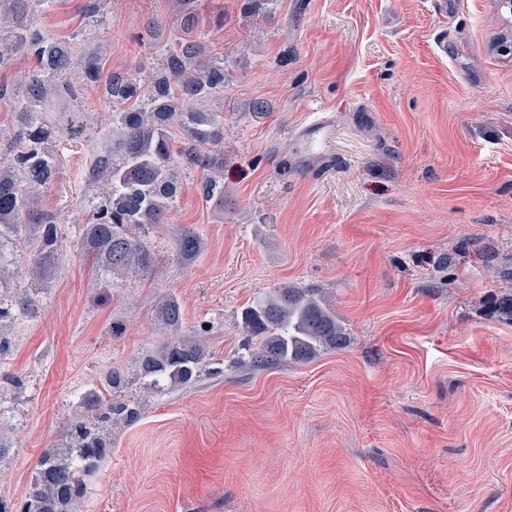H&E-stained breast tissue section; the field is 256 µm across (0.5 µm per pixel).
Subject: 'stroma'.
I'll use <instances>...</instances> for the list:
<instances>
[{"label":"stroma","mask_w":512,"mask_h":512,"mask_svg":"<svg viewBox=\"0 0 512 512\" xmlns=\"http://www.w3.org/2000/svg\"><path fill=\"white\" fill-rule=\"evenodd\" d=\"M80 2L55 0L39 24L83 32L104 72L158 66L179 0H108L91 27ZM193 7L224 54V203L182 172L165 223L146 232L153 271L105 287L80 245L89 147L57 141L40 206L63 222L61 257L48 278L14 281L35 312L8 327L0 364L13 444L0 495L24 497L79 398L115 369L141 411L113 426L81 512H512V318L497 310L512 294V56L494 49L512 17L495 0L443 13L429 0ZM318 111L333 128L324 170L296 138ZM185 228L201 239L190 260ZM283 285L323 289L345 343L241 367L244 308ZM167 295L183 309L176 332ZM195 336L201 379L147 388L141 357Z\"/></svg>","instance_id":"35a3bbf8"}]
</instances>
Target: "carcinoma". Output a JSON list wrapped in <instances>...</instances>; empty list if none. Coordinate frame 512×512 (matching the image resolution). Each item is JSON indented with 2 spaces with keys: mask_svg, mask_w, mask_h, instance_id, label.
Here are the masks:
<instances>
[{
  "mask_svg": "<svg viewBox=\"0 0 512 512\" xmlns=\"http://www.w3.org/2000/svg\"><path fill=\"white\" fill-rule=\"evenodd\" d=\"M53 0H0V69L18 59L34 61L19 72L12 88L0 85V101L12 99L14 120L0 130V323L34 311L24 292L6 295L7 281L22 269L4 264L6 252L28 249V273L51 270L62 243L61 225L41 209L40 193L58 174L52 140L81 138L85 124L79 113L50 125L44 113L71 112L82 87L105 83L109 100L122 108L112 112L107 136L112 146L92 154L84 172L89 184H102L91 199L82 225L81 244L93 256L104 279L129 270L148 271L155 256L128 227L161 224L178 196L180 171L199 175L202 199L224 204V112L198 105L224 96V54L207 44V27L185 6L162 69L149 84L126 72L102 79L99 52H80V41L54 37L37 26L36 13ZM181 255L200 247L191 229L179 234ZM163 322L173 331L182 326L183 311L172 296L161 305ZM245 328L256 339L242 361L255 368L277 367L314 358L321 350L346 341L336 312L317 288L283 286L254 299L243 313ZM200 342L164 344L143 357L140 375L158 383L191 385L203 371ZM124 376L112 371L105 391L93 395L69 425L62 448L42 454L36 479L16 502L0 498V512H80L86 478L94 475L112 451V424L133 422L139 402L125 400L118 389Z\"/></svg>",
  "mask_w": 512,
  "mask_h": 512,
  "instance_id": "carcinoma-1",
  "label": "carcinoma"
}]
</instances>
